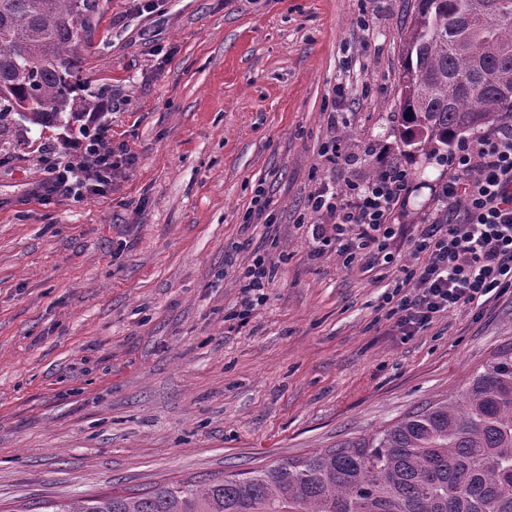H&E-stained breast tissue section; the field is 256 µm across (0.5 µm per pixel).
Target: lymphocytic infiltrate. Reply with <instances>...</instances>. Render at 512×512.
<instances>
[{"instance_id": "f902f5d3", "label": "lymphocytic infiltrate", "mask_w": 512, "mask_h": 512, "mask_svg": "<svg viewBox=\"0 0 512 512\" xmlns=\"http://www.w3.org/2000/svg\"><path fill=\"white\" fill-rule=\"evenodd\" d=\"M134 163V156L112 147L107 129L99 127L87 135L78 159L55 166L32 193L45 197L73 179L97 193L110 185L118 167ZM448 165L452 174L439 188L438 209L413 241L416 261L401 268L386 298L385 317L405 336L441 313L512 289V119L465 139ZM406 194L407 182L394 169L351 185L343 195L314 192L308 199L311 212L328 217L316 237L335 245L345 264L392 263L390 242L399 231L393 214Z\"/></svg>"}]
</instances>
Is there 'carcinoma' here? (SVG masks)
Here are the masks:
<instances>
[{"mask_svg": "<svg viewBox=\"0 0 512 512\" xmlns=\"http://www.w3.org/2000/svg\"><path fill=\"white\" fill-rule=\"evenodd\" d=\"M100 0H0V129H43L95 113L80 73L100 52ZM512 115V0H417L404 38L393 133L409 152L448 147ZM45 512H512V346L495 351L458 396L369 436L197 484L136 496L46 500Z\"/></svg>", "mask_w": 512, "mask_h": 512, "instance_id": "obj_1", "label": "carcinoma"}]
</instances>
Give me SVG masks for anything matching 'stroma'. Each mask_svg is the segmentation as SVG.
<instances>
[{
	"label": "stroma",
	"mask_w": 512,
	"mask_h": 512,
	"mask_svg": "<svg viewBox=\"0 0 512 512\" xmlns=\"http://www.w3.org/2000/svg\"><path fill=\"white\" fill-rule=\"evenodd\" d=\"M146 2L110 0L83 68L95 124L136 158L104 192L31 198L71 133L0 132V512L332 448L462 392L512 343V293L411 337L384 317L449 176L392 133L415 0ZM392 167L394 261L344 265L308 198ZM259 189L267 221L248 217ZM258 254L274 279L243 324Z\"/></svg>",
	"instance_id": "obj_1"
}]
</instances>
